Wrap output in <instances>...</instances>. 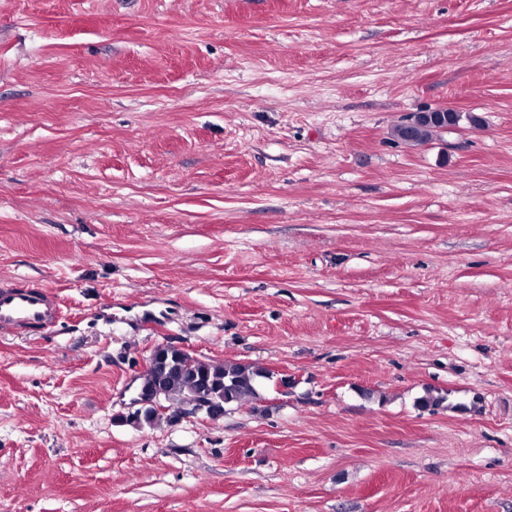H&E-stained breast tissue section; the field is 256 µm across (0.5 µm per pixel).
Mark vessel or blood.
I'll return each mask as SVG.
<instances>
[{
    "label": "vessel or blood",
    "instance_id": "vessel-or-blood-1",
    "mask_svg": "<svg viewBox=\"0 0 512 512\" xmlns=\"http://www.w3.org/2000/svg\"><path fill=\"white\" fill-rule=\"evenodd\" d=\"M59 312L56 297L42 284L0 282V330L16 336L47 330Z\"/></svg>",
    "mask_w": 512,
    "mask_h": 512
}]
</instances>
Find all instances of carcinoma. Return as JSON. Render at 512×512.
I'll return each mask as SVG.
<instances>
[{"mask_svg": "<svg viewBox=\"0 0 512 512\" xmlns=\"http://www.w3.org/2000/svg\"><path fill=\"white\" fill-rule=\"evenodd\" d=\"M460 115L446 110L439 119H421L412 127L401 123L393 127L391 134L410 146H421L433 140L443 127L458 124ZM268 374L260 369L241 363L214 364L203 361L190 353L171 347L161 352L154 364L143 375L142 385L158 384L163 397L176 404L182 403L196 386L204 381L215 392L224 394V404L242 403L257 395V379Z\"/></svg>", "mask_w": 512, "mask_h": 512, "instance_id": "1", "label": "carcinoma"}]
</instances>
